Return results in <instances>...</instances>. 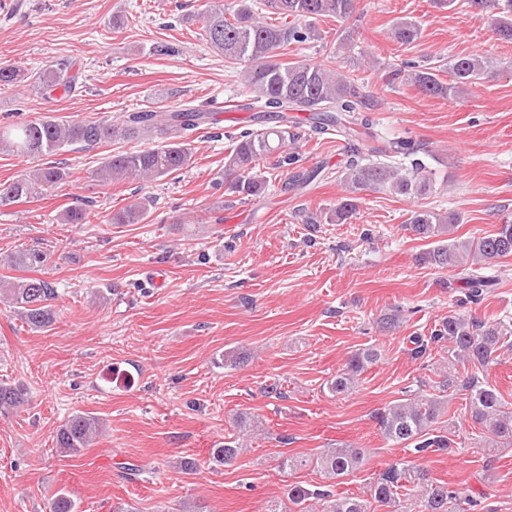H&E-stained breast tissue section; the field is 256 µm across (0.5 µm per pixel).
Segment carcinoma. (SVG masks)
I'll list each match as a JSON object with an SVG mask.
<instances>
[{
	"mask_svg": "<svg viewBox=\"0 0 512 512\" xmlns=\"http://www.w3.org/2000/svg\"><path fill=\"white\" fill-rule=\"evenodd\" d=\"M355 0H260L268 13L278 16L276 25L260 19L252 0H239V6L226 15L224 10L209 9L199 15L203 39L215 51L232 63H245L242 85L246 97L274 119V126L247 129L233 142L224 156L226 190L244 198L262 194L267 180L259 161L282 151L293 139L297 122L290 111L308 113L312 132L333 131L347 144V160L343 167V182L347 196L341 198L330 220L343 224L357 209L363 190H388L391 193L415 197L426 194L432 185V173L421 159L410 166L393 161L416 154L411 144L397 139L372 146L363 152L360 143L378 140L375 122L368 112L366 91L359 80L342 75L325 64L305 59L282 62L279 50L290 45H305L321 38L316 28L301 25L302 18H334L350 16ZM476 9L494 7L501 10L495 18L496 33L512 41V0H470ZM419 27L411 21L396 24L390 38L401 45L418 40ZM351 31L336 32L329 55L348 56L354 51ZM405 81L428 96L443 99L454 97L461 88L478 83L486 71L484 59L477 54L455 57L447 69L448 79L440 77L442 68L404 66ZM31 85L43 94L61 89L69 93L75 88V76L65 67L50 65L30 76ZM208 114L194 107L177 111L127 112L118 123L108 120H64L42 116L6 126L0 125V152L18 157L53 155L61 149L83 144L87 147L106 142H129L161 139V144L147 150L119 151L112 154L95 171V178L105 184L130 178L153 180L172 175L193 163L190 143L180 140L182 134L205 123ZM69 177L66 169L47 165L19 175L10 182L0 183V207L28 202L43 192L56 188ZM153 201L137 200L118 212L116 224H140L149 215ZM459 218L427 209L412 211L408 227L417 238L428 241L420 261L435 268L456 267L466 271L462 277L465 299L478 301L494 286L489 277L473 270L472 265L493 266L498 260L512 256V222L500 225L497 232L487 236L470 237L460 241L452 237ZM50 254L29 247L8 256L12 269H36L48 265ZM0 296L5 298L18 315L32 328L42 329L52 323V301L57 297L51 282L40 277L0 278ZM411 356L422 358L429 348L439 346L448 354L442 374V391L466 393V405L478 431L470 434L469 444L477 448L512 447V408L506 407L501 393L480 376L506 351H512V317L507 315L491 320H477L464 315L450 314L442 320L429 338H412ZM381 358L375 347L354 353L347 365L331 379L328 389L335 395L352 390L355 379L368 366ZM469 367L460 373L458 365ZM25 402L21 390L0 383V413L9 412ZM443 401L411 389L404 397L374 414L382 437L423 453L432 448L446 450L454 444L448 431L435 426L442 416ZM102 430L99 418L87 413L68 417L56 432V447L71 456L88 448ZM242 444L232 437L224 445L211 449L210 460L228 466L235 462ZM361 453L356 448H325L313 457H286L279 468L285 472L308 464L314 465L328 479H338L356 470ZM378 503L392 512H468L472 500L462 498L448 484L431 479L421 470H411L401 463H392L370 486L369 497H338L327 485L313 489L293 485L288 489V503L270 512H375Z\"/></svg>",
	"mask_w": 512,
	"mask_h": 512,
	"instance_id": "cac0c4a2",
	"label": "carcinoma"
}]
</instances>
